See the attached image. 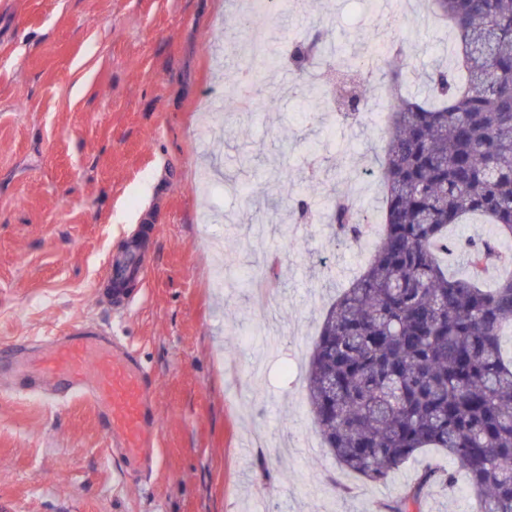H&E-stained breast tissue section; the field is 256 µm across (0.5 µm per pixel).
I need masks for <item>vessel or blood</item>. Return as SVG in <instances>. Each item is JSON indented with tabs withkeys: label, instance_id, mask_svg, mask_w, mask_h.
Returning a JSON list of instances; mask_svg holds the SVG:
<instances>
[{
	"label": "vessel or blood",
	"instance_id": "b4317fda",
	"mask_svg": "<svg viewBox=\"0 0 512 512\" xmlns=\"http://www.w3.org/2000/svg\"><path fill=\"white\" fill-rule=\"evenodd\" d=\"M110 283L145 281L135 252L108 260ZM27 344L0 346V365L23 392L63 401L81 396L99 409L112 440V454L130 466L155 465L161 424L156 410L159 383L128 347L102 328L71 324L54 336L37 367H26Z\"/></svg>",
	"mask_w": 512,
	"mask_h": 512
}]
</instances>
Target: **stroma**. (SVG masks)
<instances>
[{
  "label": "stroma",
  "mask_w": 512,
  "mask_h": 512,
  "mask_svg": "<svg viewBox=\"0 0 512 512\" xmlns=\"http://www.w3.org/2000/svg\"><path fill=\"white\" fill-rule=\"evenodd\" d=\"M240 15L239 0H0V345L77 322L113 330L156 376L163 416L156 467L127 471L91 402L0 384V512H374L444 459L427 450L373 484L316 431L306 368L381 231L383 189L362 173L381 127L307 107L286 69L262 80L274 109L237 108L244 90L224 72L247 65ZM259 23L280 47L326 24L339 73L387 27L415 49L405 88L421 97L450 44L427 0H305ZM306 186L316 207L301 222ZM337 193L373 219L360 242L332 238ZM140 238L147 285L121 309L105 266ZM273 259L261 304L252 279ZM456 480L429 488L423 512H473Z\"/></svg>",
  "instance_id": "35a3bbf8"
}]
</instances>
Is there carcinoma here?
<instances>
[{
	"mask_svg": "<svg viewBox=\"0 0 512 512\" xmlns=\"http://www.w3.org/2000/svg\"><path fill=\"white\" fill-rule=\"evenodd\" d=\"M448 24L452 54L426 74L430 96L402 92L395 58L414 47L388 41L375 70L389 78L383 153V233L362 273L330 306L307 364L306 399L326 448L346 471L384 483L426 448L441 450L468 476L474 512H512V0H431ZM336 57L319 24L291 39L297 84L321 96L316 67ZM351 86L345 116L357 123L367 85ZM334 236L356 241L366 217L351 199L328 206ZM478 216L490 236L457 243L448 226ZM468 273L448 276L440 255ZM453 484L441 465L421 472L379 512H411L434 484Z\"/></svg>",
	"mask_w": 512,
	"mask_h": 512,
	"instance_id": "1",
	"label": "carcinoma"
}]
</instances>
